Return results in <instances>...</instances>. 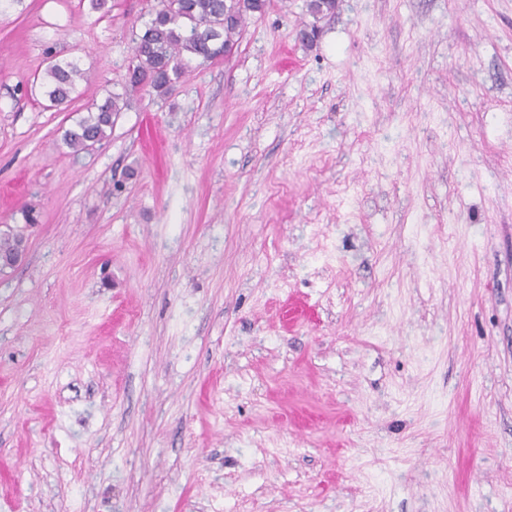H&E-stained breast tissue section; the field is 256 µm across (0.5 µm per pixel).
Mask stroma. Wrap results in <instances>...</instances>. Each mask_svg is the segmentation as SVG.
<instances>
[{"label":"stroma","mask_w":512,"mask_h":512,"mask_svg":"<svg viewBox=\"0 0 512 512\" xmlns=\"http://www.w3.org/2000/svg\"><path fill=\"white\" fill-rule=\"evenodd\" d=\"M152 2L0 0V512H512V0H270L162 98ZM87 80V72L76 60L62 61L55 58L44 69L43 86L50 107H60L72 100L80 80ZM126 107L127 100L119 94L112 93L102 104H95L87 110L88 116L79 121L77 129L64 132L65 145L74 154H79L87 152L94 143L101 144L110 136L117 116ZM24 235L20 232H14V233H0V258L4 265H6L8 262H10L11 258L20 250L23 241H24ZM26 246L24 247V250L19 255L17 261L8 266L1 265L0 260V271H4L8 268H13L16 265L19 264L21 261L23 254L25 252Z\"/></svg>","instance_id":"35a3bbf8"}]
</instances>
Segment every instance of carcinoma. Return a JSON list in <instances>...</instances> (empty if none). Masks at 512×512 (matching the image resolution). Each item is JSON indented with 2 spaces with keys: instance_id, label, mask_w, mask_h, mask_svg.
<instances>
[{
  "instance_id": "cac0c4a2",
  "label": "carcinoma",
  "mask_w": 512,
  "mask_h": 512,
  "mask_svg": "<svg viewBox=\"0 0 512 512\" xmlns=\"http://www.w3.org/2000/svg\"><path fill=\"white\" fill-rule=\"evenodd\" d=\"M268 0H247L244 9L232 11L228 0H157L134 35L129 85L170 94L193 64L202 65L224 56L238 42L248 17L263 14ZM87 78L75 60H52L44 69L45 96L52 107L72 100L79 81ZM127 101L114 93L87 110L77 128L64 132L63 141L73 153L86 152L112 133V127ZM24 235L0 233V261L10 262L20 250Z\"/></svg>"
}]
</instances>
